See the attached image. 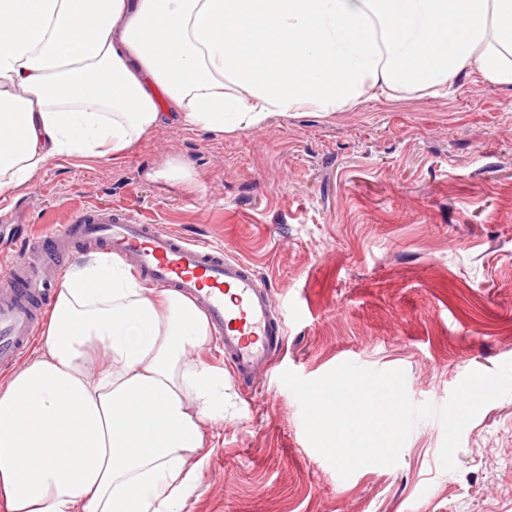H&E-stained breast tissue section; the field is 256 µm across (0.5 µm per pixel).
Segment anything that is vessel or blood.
Wrapping results in <instances>:
<instances>
[{"instance_id":"b4317fda","label":"vessel or blood","mask_w":512,"mask_h":512,"mask_svg":"<svg viewBox=\"0 0 512 512\" xmlns=\"http://www.w3.org/2000/svg\"><path fill=\"white\" fill-rule=\"evenodd\" d=\"M84 247L112 253L143 281L192 299L214 325L236 381L253 382L282 349L285 312L252 264L128 209L90 206L50 235L28 240L0 276L1 367L15 365L32 349L45 301L56 288L55 278L34 268L32 257L49 265Z\"/></svg>"}]
</instances>
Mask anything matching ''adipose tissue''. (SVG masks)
Listing matches in <instances>:
<instances>
[{
    "label": "adipose tissue",
    "mask_w": 512,
    "mask_h": 512,
    "mask_svg": "<svg viewBox=\"0 0 512 512\" xmlns=\"http://www.w3.org/2000/svg\"><path fill=\"white\" fill-rule=\"evenodd\" d=\"M472 72L512 86V0H0V192L168 121L221 136ZM211 333L111 255L73 264L0 389V512H182L224 416L223 369L184 358Z\"/></svg>",
    "instance_id": "obj_1"
}]
</instances>
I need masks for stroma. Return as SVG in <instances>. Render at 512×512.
Segmentation results:
<instances>
[{
  "mask_svg": "<svg viewBox=\"0 0 512 512\" xmlns=\"http://www.w3.org/2000/svg\"><path fill=\"white\" fill-rule=\"evenodd\" d=\"M186 178H165L168 162ZM122 206L249 261L287 313L275 367L228 383L205 425L208 462L184 512H512V396L465 428L442 470L439 421L397 466L349 479L307 440L280 376L343 359L401 369L417 403L512 361V88L463 79L443 98L365 97L330 115L224 136L159 126L117 159L61 158L0 194V251Z\"/></svg>",
  "mask_w": 512,
  "mask_h": 512,
  "instance_id": "stroma-1",
  "label": "stroma"
}]
</instances>
